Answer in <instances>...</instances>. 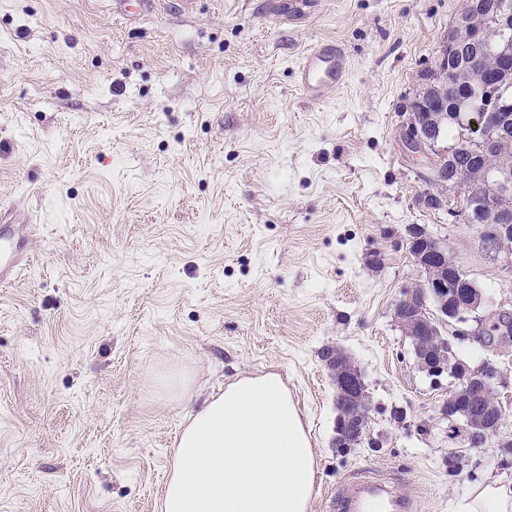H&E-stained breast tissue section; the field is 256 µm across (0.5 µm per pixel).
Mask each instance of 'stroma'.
Here are the masks:
<instances>
[{"label":"stroma","instance_id":"35a3bbf8","mask_svg":"<svg viewBox=\"0 0 512 512\" xmlns=\"http://www.w3.org/2000/svg\"><path fill=\"white\" fill-rule=\"evenodd\" d=\"M0 0V203L39 245L0 287V512H159L188 414L239 378L280 375L309 423L308 512L343 482L397 474L418 512L512 477V267L479 228L424 207L407 104L465 0ZM347 82L305 99L306 48ZM419 224L481 287L456 359L506 381L478 448L442 410L456 383L416 361L395 307L422 274ZM340 348L365 384L360 444L336 445ZM350 61L347 53L338 45L316 43L300 58L298 86L311 101H320L348 77Z\"/></svg>","mask_w":512,"mask_h":512}]
</instances>
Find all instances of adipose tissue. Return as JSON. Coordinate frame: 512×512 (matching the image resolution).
Listing matches in <instances>:
<instances>
[{"label": "adipose tissue", "mask_w": 512, "mask_h": 512, "mask_svg": "<svg viewBox=\"0 0 512 512\" xmlns=\"http://www.w3.org/2000/svg\"><path fill=\"white\" fill-rule=\"evenodd\" d=\"M317 462L282 378H244L210 397L176 441L161 512H308ZM452 512H512V481L467 489Z\"/></svg>", "instance_id": "1"}]
</instances>
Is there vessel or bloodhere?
I'll return each instance as SVG.
<instances>
[{
  "instance_id": "obj_1",
  "label": "vessel or blood",
  "mask_w": 512,
  "mask_h": 512,
  "mask_svg": "<svg viewBox=\"0 0 512 512\" xmlns=\"http://www.w3.org/2000/svg\"><path fill=\"white\" fill-rule=\"evenodd\" d=\"M350 61L338 45L317 43L298 63V86L303 95L319 101L343 85ZM32 221H16L13 208L0 207V285L13 281L32 254L36 237ZM333 512H417L413 497L395 482L358 476L347 482L331 502Z\"/></svg>"
}]
</instances>
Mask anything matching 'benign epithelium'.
<instances>
[{"mask_svg": "<svg viewBox=\"0 0 512 512\" xmlns=\"http://www.w3.org/2000/svg\"><path fill=\"white\" fill-rule=\"evenodd\" d=\"M482 8V0H467L466 11L455 21L460 35L442 46L433 68L440 87L450 86L458 78V72L447 68L449 56L459 52L465 43L478 44L482 41V29L472 20V15ZM487 8V16L498 23L500 28L512 27V3L508 0H491ZM474 78L481 91V104L476 108L468 104L458 113L459 133L455 144L448 147L443 145L439 136V113L420 112L415 106L411 107L410 122L403 133L406 147L412 153L424 157L429 164L430 182L435 190L425 193L423 204L432 209L448 206V216L455 221L469 219L468 198L460 199L451 194L447 196L442 191L447 186V155L466 151L488 157L506 137L504 126L499 124L497 118V113L504 111L498 100L502 96L505 79L498 75L491 77L482 71L476 72ZM481 172L484 182H477L475 186L484 189L491 218L496 220V223L485 226L483 232L489 234L497 244L505 246L512 243V220L504 214L499 204L500 195L493 183L511 182L512 171L502 169L495 175L484 165ZM407 241L424 280L400 300L395 315L406 335L411 337L420 355L422 367L434 374L448 372L457 380V391L448 398L446 406L448 417L456 418L466 401L482 398L486 393L492 394L495 372L491 367L471 369L458 360L452 361L448 339L439 335L437 325L444 323L455 326L468 322L470 315L483 305L484 298L481 292L468 287L465 279H448V266L445 265L447 249L429 235L423 226L409 225ZM355 383L353 373L346 371L339 385V394L346 401L341 427L349 435L346 443L349 448L357 444L363 434L362 411L355 405Z\"/></svg>", "mask_w": 512, "mask_h": 512, "instance_id": "obj_1", "label": "benign epithelium"}]
</instances>
